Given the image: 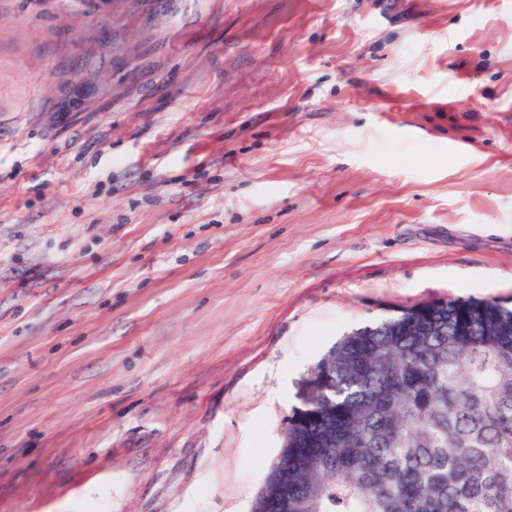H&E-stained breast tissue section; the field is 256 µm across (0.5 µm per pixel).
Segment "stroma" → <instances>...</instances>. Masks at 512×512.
<instances>
[{
	"mask_svg": "<svg viewBox=\"0 0 512 512\" xmlns=\"http://www.w3.org/2000/svg\"><path fill=\"white\" fill-rule=\"evenodd\" d=\"M512 301V0H0V512H250L309 368Z\"/></svg>",
	"mask_w": 512,
	"mask_h": 512,
	"instance_id": "stroma-1",
	"label": "stroma"
}]
</instances>
